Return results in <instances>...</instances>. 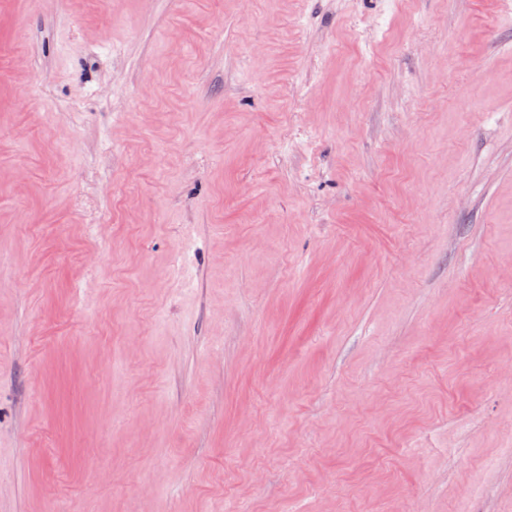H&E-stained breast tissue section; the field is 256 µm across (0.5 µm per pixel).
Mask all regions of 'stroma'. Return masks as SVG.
<instances>
[{"instance_id": "stroma-1", "label": "stroma", "mask_w": 512, "mask_h": 512, "mask_svg": "<svg viewBox=\"0 0 512 512\" xmlns=\"http://www.w3.org/2000/svg\"><path fill=\"white\" fill-rule=\"evenodd\" d=\"M512 512V0H0V512Z\"/></svg>"}]
</instances>
